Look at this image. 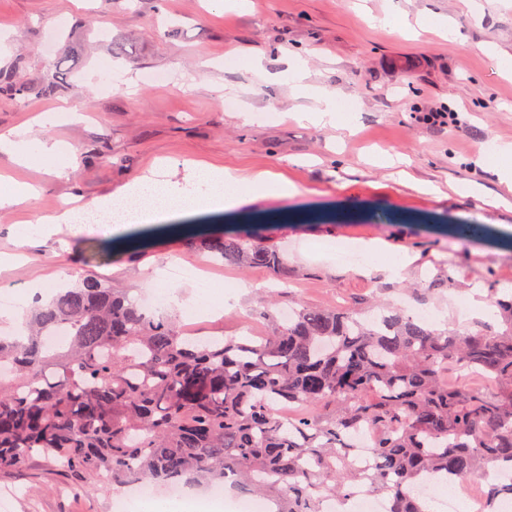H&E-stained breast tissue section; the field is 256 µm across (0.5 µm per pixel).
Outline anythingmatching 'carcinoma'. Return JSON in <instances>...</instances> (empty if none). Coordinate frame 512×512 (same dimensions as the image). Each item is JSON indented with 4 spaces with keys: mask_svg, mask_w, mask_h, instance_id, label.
<instances>
[{
    "mask_svg": "<svg viewBox=\"0 0 512 512\" xmlns=\"http://www.w3.org/2000/svg\"><path fill=\"white\" fill-rule=\"evenodd\" d=\"M0 90L30 84L0 70ZM212 262L288 284L285 249L257 238L191 237ZM254 311L263 336L183 333L177 309L146 313L125 288L86 275L32 306L24 338L0 336V471L42 458L109 483L206 486L231 475L272 512H322L326 498L381 494L387 512H429L424 479L512 464V299L498 329H435L398 308ZM62 336L49 347L45 339ZM301 406L294 418L277 407ZM379 435L360 469L348 437Z\"/></svg>",
    "mask_w": 512,
    "mask_h": 512,
    "instance_id": "cac0c4a2",
    "label": "carcinoma"
}]
</instances>
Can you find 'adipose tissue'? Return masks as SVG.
<instances>
[{
  "instance_id": "adipose-tissue-1",
  "label": "adipose tissue",
  "mask_w": 512,
  "mask_h": 512,
  "mask_svg": "<svg viewBox=\"0 0 512 512\" xmlns=\"http://www.w3.org/2000/svg\"><path fill=\"white\" fill-rule=\"evenodd\" d=\"M0 153L10 155L21 165L53 168L62 154V146L47 134L28 139L21 133L11 131L0 133ZM250 188L271 191L284 197L303 193L302 188L280 175L260 172L247 178L229 167L204 166L198 170L196 180L190 187L166 183L156 189L145 182L123 186L116 195L120 198L137 196L148 202L154 193H161L167 204L163 217L173 220L233 210L243 203Z\"/></svg>"
}]
</instances>
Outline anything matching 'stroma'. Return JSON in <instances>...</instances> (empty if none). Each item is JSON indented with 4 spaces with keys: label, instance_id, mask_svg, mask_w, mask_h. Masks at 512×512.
Masks as SVG:
<instances>
[{
    "label": "stroma",
    "instance_id": "stroma-1",
    "mask_svg": "<svg viewBox=\"0 0 512 512\" xmlns=\"http://www.w3.org/2000/svg\"><path fill=\"white\" fill-rule=\"evenodd\" d=\"M369 14L388 22L370 26ZM452 27L460 38L449 37ZM69 54L77 57L69 84L42 92ZM500 55L512 57V0H0V68H19L32 85L27 101L0 96V132L43 113H78L50 129L70 149L60 174L0 155V191L8 176L39 188L0 209V257L13 259L0 265V294L38 288L47 299L59 276L73 284L92 274L141 296L159 290L158 271L200 262L183 235H256L287 248L290 301L427 308L436 327H469L474 318L461 302L512 297V192L506 205H491L497 178L475 163L481 146L512 141V75L500 72ZM298 58L306 84L354 101L355 130L297 119L307 104L290 82ZM155 74L163 83L152 82ZM228 99L234 108H225ZM448 107L467 119V131L414 118ZM243 109L257 120L242 123ZM377 149L404 167L370 164ZM174 156L245 175L271 170L307 192H253L229 213L120 235L62 226L23 239L19 224L32 213L57 214L76 196L108 202L133 180L162 177L160 160ZM419 180L439 195L419 192ZM464 182L482 185L485 200L456 193ZM464 224L481 231L461 238ZM351 241L384 243L413 263L397 278L342 265L332 248ZM208 278L250 290L194 335L266 333L252 312L259 289L279 286L270 272L219 267ZM71 481L41 459L0 471V488L21 493L9 512H116L125 494L90 485L73 493Z\"/></svg>",
    "mask_w": 512,
    "mask_h": 512
}]
</instances>
